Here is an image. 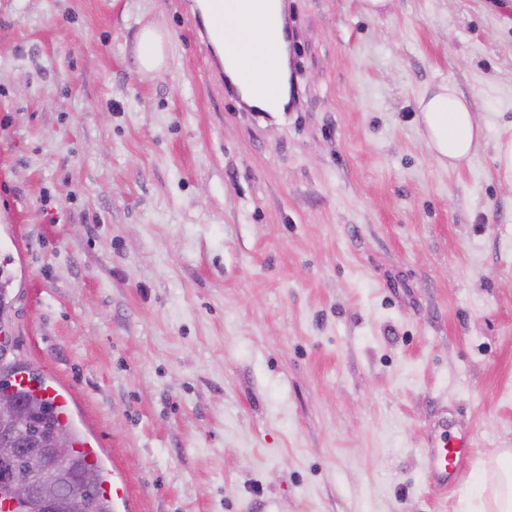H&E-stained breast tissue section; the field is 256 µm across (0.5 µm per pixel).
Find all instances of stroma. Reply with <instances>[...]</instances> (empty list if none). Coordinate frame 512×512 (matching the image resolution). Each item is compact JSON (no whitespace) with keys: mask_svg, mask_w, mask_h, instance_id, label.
<instances>
[{"mask_svg":"<svg viewBox=\"0 0 512 512\" xmlns=\"http://www.w3.org/2000/svg\"><path fill=\"white\" fill-rule=\"evenodd\" d=\"M289 5L300 103L266 117L191 0H0L14 355L75 393L128 512H463L512 448V0ZM445 83L485 127L456 170L417 107ZM441 418L475 434L444 494ZM142 53L140 64L145 72L158 70L164 63V39L154 30H145L141 35ZM497 175L505 185L512 186V137L494 144Z\"/></svg>","mask_w":512,"mask_h":512,"instance_id":"35a3bbf8","label":"stroma"}]
</instances>
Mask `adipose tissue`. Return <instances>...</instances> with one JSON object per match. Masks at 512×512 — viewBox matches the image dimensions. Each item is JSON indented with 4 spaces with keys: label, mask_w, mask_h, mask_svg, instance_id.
<instances>
[{
    "label": "adipose tissue",
    "mask_w": 512,
    "mask_h": 512,
    "mask_svg": "<svg viewBox=\"0 0 512 512\" xmlns=\"http://www.w3.org/2000/svg\"><path fill=\"white\" fill-rule=\"evenodd\" d=\"M225 54L236 55L239 74L254 85L281 90L278 52L266 39L259 0H223ZM421 133L442 165L468 163L484 139L470 102L452 85L425 92L418 101ZM474 497L484 512H512V452L503 451L479 477Z\"/></svg>",
    "instance_id": "1"
}]
</instances>
